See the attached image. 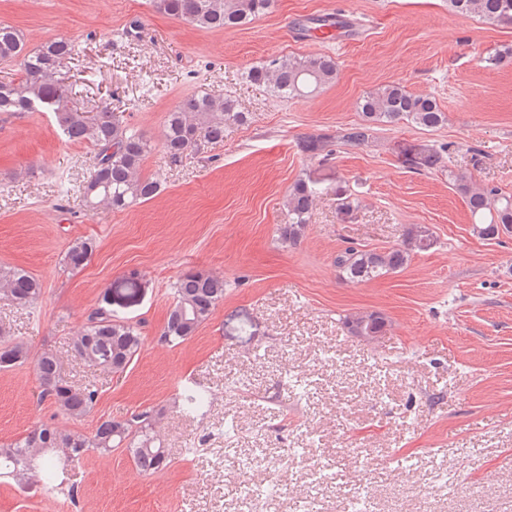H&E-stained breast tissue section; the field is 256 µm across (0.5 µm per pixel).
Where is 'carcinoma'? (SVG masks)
Masks as SVG:
<instances>
[{
  "mask_svg": "<svg viewBox=\"0 0 512 512\" xmlns=\"http://www.w3.org/2000/svg\"><path fill=\"white\" fill-rule=\"evenodd\" d=\"M154 8L203 30H230L252 23L273 7L274 0H151ZM448 9L476 16L492 24L512 26V0H448ZM77 55L74 43L64 38L36 50L25 51L23 34L0 23V64L19 65L18 76L0 81V112H29L46 105L54 114L58 130L68 142L95 151L94 171L83 186L84 194L97 207L124 210L151 199L156 180L143 173L151 141L122 124L116 107L108 103L95 112L77 106L75 85L67 82L60 65ZM336 61L326 54L281 55L250 68L245 78L265 86L283 98L307 97L333 83ZM361 122L342 129L336 136L326 133L306 137L305 153L326 161L334 140L352 146L366 145L381 125L410 122L425 129L443 125L448 116L430 94H415L398 82H389L362 96L358 102ZM249 113L230 95L194 94L183 98L167 112L162 140L168 156L178 161L203 143L224 142V129L248 124ZM448 147L430 149L416 165H445ZM448 177L465 197L471 215L478 219L473 231L484 239L512 234V194L496 186L476 184L472 178L448 170ZM321 193L316 184L296 180L285 197L287 223L280 225L278 240L284 247L296 245L310 219L314 199ZM419 228L410 227L401 243L383 251L347 247L336 254L335 265L347 282L358 283L402 270L411 255L425 251ZM94 250L89 239L73 242L65 255L72 269L86 266ZM224 277L189 271L171 287L173 304L161 330V340L177 346L193 336L224 300ZM41 293L38 279L23 269L0 266V301L28 307ZM343 322L354 336H381L385 319L376 311L346 315ZM143 338L137 325L118 319L110 309L91 314L83 330L72 339L73 357L105 373H122L138 355ZM33 360L41 385V397L51 400L59 412L72 420L91 413L97 397L92 386L76 387L62 372L59 358L48 351L31 355L22 342L0 345V369ZM180 408L191 416L211 406L209 394L183 387ZM156 413L150 408L134 410L123 419L103 418L88 436L78 430L40 425L23 436L0 445V475L18 485L41 483L50 493L69 479L76 464L94 450L102 455L125 450L144 473L168 466L165 448L155 431Z\"/></svg>",
  "mask_w": 512,
  "mask_h": 512,
  "instance_id": "1",
  "label": "carcinoma"
}]
</instances>
